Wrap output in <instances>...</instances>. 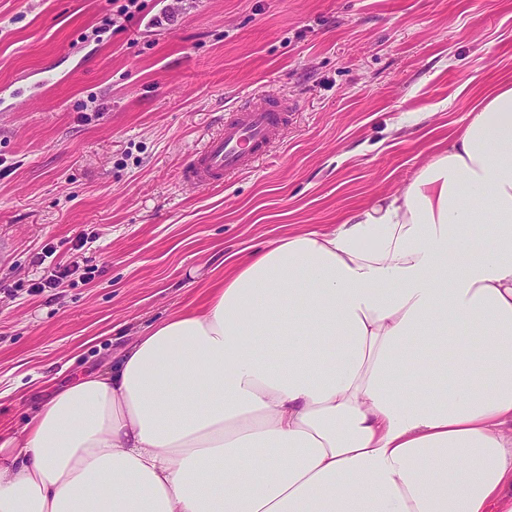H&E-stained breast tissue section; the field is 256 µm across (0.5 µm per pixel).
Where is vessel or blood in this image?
Instances as JSON below:
<instances>
[{
	"mask_svg": "<svg viewBox=\"0 0 512 512\" xmlns=\"http://www.w3.org/2000/svg\"><path fill=\"white\" fill-rule=\"evenodd\" d=\"M291 100L261 95L224 117V126L195 153L182 171L185 182L197 187L222 184L225 177L252 168L282 137Z\"/></svg>",
	"mask_w": 512,
	"mask_h": 512,
	"instance_id": "obj_1",
	"label": "vessel or blood"
}]
</instances>
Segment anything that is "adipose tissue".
Returning a JSON list of instances; mask_svg holds the SVG:
<instances>
[{
	"mask_svg": "<svg viewBox=\"0 0 512 512\" xmlns=\"http://www.w3.org/2000/svg\"><path fill=\"white\" fill-rule=\"evenodd\" d=\"M0 512H512V83L36 407Z\"/></svg>",
	"mask_w": 512,
	"mask_h": 512,
	"instance_id": "ef3b65f1",
	"label": "adipose tissue"
}]
</instances>
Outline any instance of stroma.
I'll use <instances>...</instances> for the list:
<instances>
[{
  "label": "stroma",
  "instance_id": "1",
  "mask_svg": "<svg viewBox=\"0 0 512 512\" xmlns=\"http://www.w3.org/2000/svg\"><path fill=\"white\" fill-rule=\"evenodd\" d=\"M109 0H0V431L201 299L226 256L337 223L512 83V0H181L100 30ZM295 101L270 157L181 179L226 109ZM71 276L37 289L44 271Z\"/></svg>",
  "mask_w": 512,
  "mask_h": 512
}]
</instances>
